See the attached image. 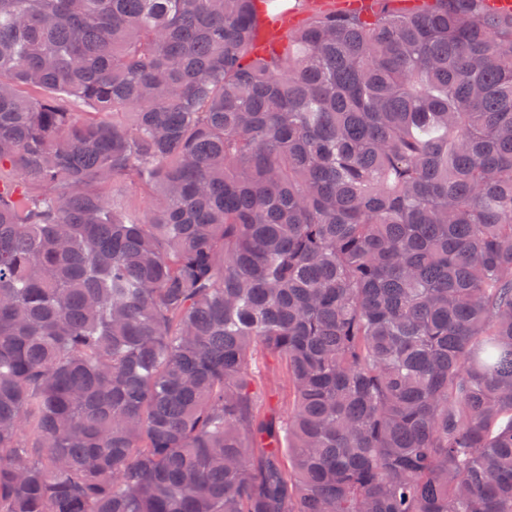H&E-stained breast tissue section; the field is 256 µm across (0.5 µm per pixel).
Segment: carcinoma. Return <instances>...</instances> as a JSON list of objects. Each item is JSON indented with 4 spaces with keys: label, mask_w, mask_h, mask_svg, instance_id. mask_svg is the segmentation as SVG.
Listing matches in <instances>:
<instances>
[{
    "label": "carcinoma",
    "mask_w": 512,
    "mask_h": 512,
    "mask_svg": "<svg viewBox=\"0 0 512 512\" xmlns=\"http://www.w3.org/2000/svg\"><path fill=\"white\" fill-rule=\"evenodd\" d=\"M380 2L0 0V512H512V20ZM256 358L260 381L274 395L272 407L277 413L286 412L288 410L289 390L284 367L266 357L262 351H258Z\"/></svg>",
    "instance_id": "1"
}]
</instances>
